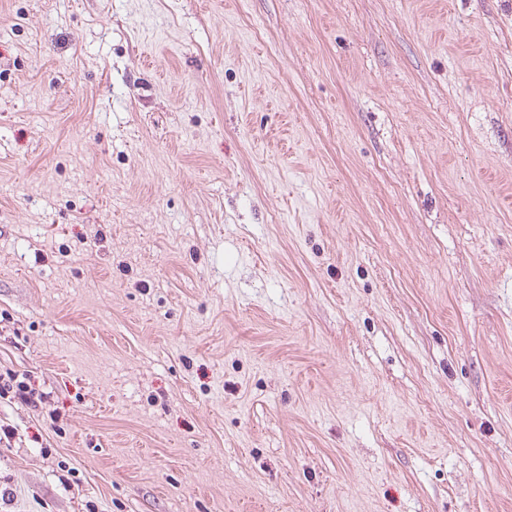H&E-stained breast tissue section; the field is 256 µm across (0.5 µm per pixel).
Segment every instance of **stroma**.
<instances>
[{"mask_svg": "<svg viewBox=\"0 0 512 512\" xmlns=\"http://www.w3.org/2000/svg\"><path fill=\"white\" fill-rule=\"evenodd\" d=\"M0 512H512V0H0ZM44 393H39L26 381L19 380L16 373H0V399L18 400L21 403L34 404L41 401Z\"/></svg>", "mask_w": 512, "mask_h": 512, "instance_id": "1", "label": "stroma"}]
</instances>
